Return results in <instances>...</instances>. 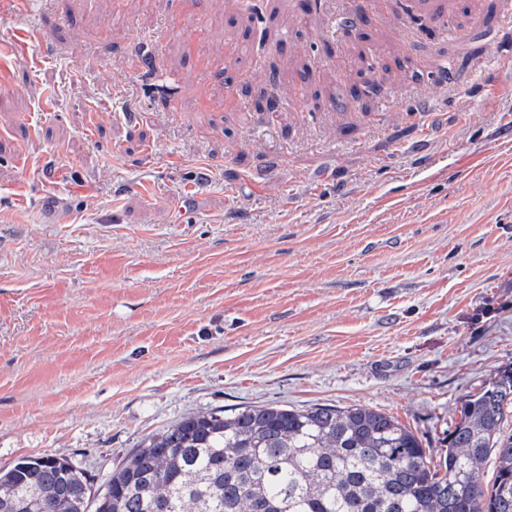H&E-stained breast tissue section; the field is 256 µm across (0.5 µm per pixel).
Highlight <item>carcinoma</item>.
I'll list each match as a JSON object with an SVG mask.
<instances>
[{
    "mask_svg": "<svg viewBox=\"0 0 512 512\" xmlns=\"http://www.w3.org/2000/svg\"><path fill=\"white\" fill-rule=\"evenodd\" d=\"M510 417L512 365L465 402L437 465L412 430L362 406L196 412L144 438L97 490L50 454L0 468V512H512Z\"/></svg>",
    "mask_w": 512,
    "mask_h": 512,
    "instance_id": "cac0c4a2",
    "label": "carcinoma"
}]
</instances>
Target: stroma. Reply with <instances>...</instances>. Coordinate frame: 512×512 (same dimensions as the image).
<instances>
[{
  "label": "stroma",
  "instance_id": "1",
  "mask_svg": "<svg viewBox=\"0 0 512 512\" xmlns=\"http://www.w3.org/2000/svg\"><path fill=\"white\" fill-rule=\"evenodd\" d=\"M302 2L44 0L34 45L0 0V468L100 482L270 402L367 407L439 458L512 365V41L477 72L425 22L495 35L505 0ZM361 55L388 103L334 106Z\"/></svg>",
  "mask_w": 512,
  "mask_h": 512
}]
</instances>
